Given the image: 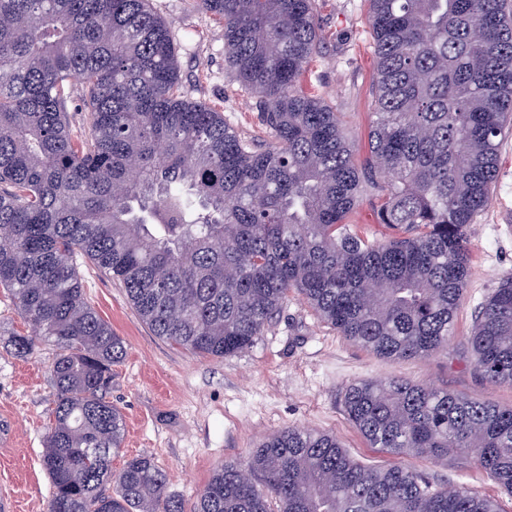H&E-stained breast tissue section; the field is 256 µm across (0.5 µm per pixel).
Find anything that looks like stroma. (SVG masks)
Here are the masks:
<instances>
[{
  "label": "stroma",
  "mask_w": 512,
  "mask_h": 512,
  "mask_svg": "<svg viewBox=\"0 0 512 512\" xmlns=\"http://www.w3.org/2000/svg\"><path fill=\"white\" fill-rule=\"evenodd\" d=\"M178 46L180 86L189 98L222 112L241 137L269 144L256 108L224 62L222 26L188 0H152ZM368 0H316L319 49L303 87L335 105L359 152L367 150L373 108V39ZM471 273L447 349L423 360L382 359L323 322L297 294L245 352L203 358L153 336L121 286L85 258H77L85 296L127 347L112 369L109 398L125 417L122 451L112 460L148 455L166 472L169 492L193 506L215 468L245 460L267 437L292 427L335 434L363 465H400L433 487L464 485L496 497L512 512V496L476 467L452 459L395 456L370 447L349 423L347 386L399 376L472 400L512 407V385L483 378L467 342L475 311L506 273L512 272V137L498 155L497 181L470 230ZM25 326L11 299L0 292V498L14 512H46L51 484L41 456L53 421L49 381L56 348L40 345L30 357L8 344Z\"/></svg>",
  "instance_id": "1"
}]
</instances>
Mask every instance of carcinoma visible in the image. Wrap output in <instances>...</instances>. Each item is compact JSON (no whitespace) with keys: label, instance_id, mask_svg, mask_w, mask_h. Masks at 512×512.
<instances>
[{"label":"carcinoma","instance_id":"1","mask_svg":"<svg viewBox=\"0 0 512 512\" xmlns=\"http://www.w3.org/2000/svg\"><path fill=\"white\" fill-rule=\"evenodd\" d=\"M189 2L222 21L229 67L273 145L183 95L152 0H0V291L29 328L10 335L14 354L57 346L49 512H184L153 458L112 474L124 416L108 392L126 348L86 299L76 254L124 288L154 336L199 356L249 349L294 291L352 343L424 359L453 336L469 227L512 133V0H370L362 157L335 106L301 86L320 41L315 0ZM74 82L90 112L80 135ZM368 188L382 239L353 229ZM468 344L484 378L512 385L511 275ZM344 406L372 447L464 459L512 496V408L402 377L354 383ZM271 498L278 512H500L297 428L221 465L193 512H271ZM68 110L71 116L72 125L78 133L87 130L88 126V112L85 111L83 102L81 100L80 85L73 86L71 99L68 102Z\"/></svg>","mask_w":512,"mask_h":512}]
</instances>
